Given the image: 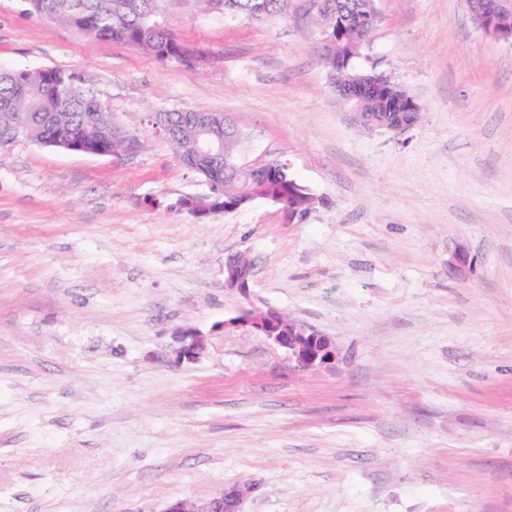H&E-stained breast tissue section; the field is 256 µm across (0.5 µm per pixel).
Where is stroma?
Instances as JSON below:
<instances>
[{"label": "stroma", "instance_id": "35a3bbf8", "mask_svg": "<svg viewBox=\"0 0 512 512\" xmlns=\"http://www.w3.org/2000/svg\"><path fill=\"white\" fill-rule=\"evenodd\" d=\"M27 8L0 0V67L71 73L135 146L0 149V512H164L248 482V512H512V42L468 0H375L357 65L422 114L370 132L321 62L319 0L260 22L156 0L189 66ZM196 107L321 205L174 209L209 186L154 116ZM237 252L245 296L224 285ZM251 308L328 336L335 363L212 333ZM188 327L212 334L194 363L175 354ZM247 257L244 253H235L229 255L224 260V285L226 288H233L246 294L250 288L253 278V268L251 263L243 262V258ZM248 258V257H247Z\"/></svg>", "mask_w": 512, "mask_h": 512}]
</instances>
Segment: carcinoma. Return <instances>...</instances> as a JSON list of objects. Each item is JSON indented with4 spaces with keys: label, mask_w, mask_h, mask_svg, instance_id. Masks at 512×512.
<instances>
[{
    "label": "carcinoma",
    "mask_w": 512,
    "mask_h": 512,
    "mask_svg": "<svg viewBox=\"0 0 512 512\" xmlns=\"http://www.w3.org/2000/svg\"><path fill=\"white\" fill-rule=\"evenodd\" d=\"M203 10L217 6L224 12L258 21L285 16L291 0H262L264 13L254 15L255 0H197ZM155 0H27L29 11L54 23L76 28L87 38L122 43L161 62L189 65L192 57L176 35L154 20ZM369 0H324L321 15L332 13L338 22L325 43L322 63L340 82L366 76L354 66L368 45L372 30L359 31L339 19ZM395 98L382 89L364 98L363 112H409L418 99L400 88ZM166 139L176 159L209 184V194L194 199L206 213L220 206L233 211L255 199L280 200L297 219L322 204V199L296 182L282 163L272 161L259 172L224 170V155L236 153L239 142L224 141V115L205 109L163 112ZM20 138L68 151L86 148L119 155L129 143L125 129L114 121L106 105L58 69L0 68V149Z\"/></svg>",
    "instance_id": "obj_1"
}]
</instances>
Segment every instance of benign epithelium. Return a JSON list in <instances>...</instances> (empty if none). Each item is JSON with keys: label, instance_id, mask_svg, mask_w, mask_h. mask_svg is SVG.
<instances>
[{"label": "benign epithelium", "instance_id": "benign-epithelium-1", "mask_svg": "<svg viewBox=\"0 0 512 512\" xmlns=\"http://www.w3.org/2000/svg\"><path fill=\"white\" fill-rule=\"evenodd\" d=\"M470 9L483 15L488 21L489 34L495 38L506 33L512 41V5L509 0H469ZM351 120L357 126L373 131L404 132L414 127L420 119L419 112H405L399 119L390 121L378 112L349 110ZM245 254L235 253L224 260V287L233 288L245 294L253 278L251 264L244 263ZM474 257L459 246L449 261L451 270L466 276L472 272ZM229 326L249 327L265 336L272 344L288 354V360L300 371L332 364L336 361V349L329 337L296 320L283 321L274 311L259 309L243 311L238 316L212 327L221 331ZM211 334L196 328H187L179 337L180 347L176 351L178 360L187 363L198 361L207 349ZM257 484L233 485L211 497L202 500H180L169 504L163 512H246L247 500L256 490Z\"/></svg>", "mask_w": 512, "mask_h": 512}]
</instances>
